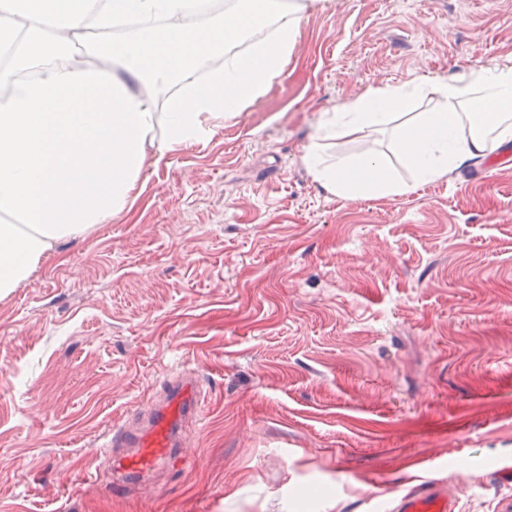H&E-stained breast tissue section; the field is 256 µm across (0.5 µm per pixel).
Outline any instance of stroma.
I'll list each match as a JSON object with an SVG mask.
<instances>
[{"label":"stroma","instance_id":"1","mask_svg":"<svg viewBox=\"0 0 512 512\" xmlns=\"http://www.w3.org/2000/svg\"><path fill=\"white\" fill-rule=\"evenodd\" d=\"M512 59V0H308L292 56L133 204L0 299V512H389L417 476L460 512L511 493L512 144L398 196L328 192L322 113ZM204 380L178 473L112 499L100 445L165 376Z\"/></svg>","mask_w":512,"mask_h":512}]
</instances>
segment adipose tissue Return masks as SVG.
I'll use <instances>...</instances> for the list:
<instances>
[{
  "mask_svg": "<svg viewBox=\"0 0 512 512\" xmlns=\"http://www.w3.org/2000/svg\"><path fill=\"white\" fill-rule=\"evenodd\" d=\"M200 0H0V297L31 279L64 239L109 223L134 201L149 160L211 139L255 102L286 64L303 7L258 0L225 5L211 22L188 27ZM271 38L205 59L242 39L269 15ZM96 31L90 59L75 45ZM438 104L403 119L413 92L368 89L324 113L305 160L332 194L385 197L407 192L381 160L326 154L325 140L393 124L417 176L432 181L485 156L481 133L512 142V62L435 80Z\"/></svg>",
  "mask_w": 512,
  "mask_h": 512,
  "instance_id": "obj_1",
  "label": "adipose tissue"
}]
</instances>
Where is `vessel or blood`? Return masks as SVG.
<instances>
[{"label": "vessel or blood", "instance_id": "vessel-or-blood-1", "mask_svg": "<svg viewBox=\"0 0 512 512\" xmlns=\"http://www.w3.org/2000/svg\"><path fill=\"white\" fill-rule=\"evenodd\" d=\"M200 388L185 372L166 384L136 423L114 426L102 444L111 476L105 490L115 498L129 495L144 483L172 473L180 465L185 423L199 414ZM392 512H459L458 502L436 481L420 476L394 499Z\"/></svg>", "mask_w": 512, "mask_h": 512}]
</instances>
